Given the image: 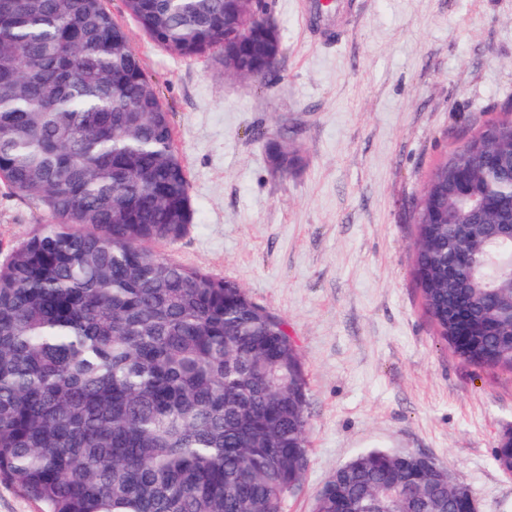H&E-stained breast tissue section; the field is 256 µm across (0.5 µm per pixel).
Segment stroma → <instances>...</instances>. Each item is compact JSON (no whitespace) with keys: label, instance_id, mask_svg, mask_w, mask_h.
Listing matches in <instances>:
<instances>
[{"label":"stroma","instance_id":"1","mask_svg":"<svg viewBox=\"0 0 512 512\" xmlns=\"http://www.w3.org/2000/svg\"><path fill=\"white\" fill-rule=\"evenodd\" d=\"M266 0L284 55L267 82L214 57L175 56L124 0H104L170 112L193 220L157 254L230 279L284 320L303 363L309 462L287 512H312L333 473L370 448L448 466L478 512H512L494 461L512 431V372L456 356L414 277L413 207L430 173L512 101V0ZM289 132L305 160L269 167ZM0 183V264L49 223ZM288 139H290L288 133L284 132L278 138L267 139L264 145L267 160L270 156H276L281 160L283 169L276 160L270 163L272 170L279 174L284 173L283 170L288 173L300 167L303 163V158L300 154L296 150L290 149Z\"/></svg>","mask_w":512,"mask_h":512}]
</instances>
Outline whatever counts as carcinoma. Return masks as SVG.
I'll list each match as a JSON object with an SVG mask.
<instances>
[{"instance_id": "obj_1", "label": "carcinoma", "mask_w": 512, "mask_h": 512, "mask_svg": "<svg viewBox=\"0 0 512 512\" xmlns=\"http://www.w3.org/2000/svg\"><path fill=\"white\" fill-rule=\"evenodd\" d=\"M184 58L217 50L227 78L266 80L265 0H125ZM265 156L303 163L288 133ZM0 181L53 223L0 265V479L42 512H284L308 467L304 369L285 323L237 283L160 257L192 221L171 115L103 0H0ZM453 182L481 195L457 211ZM414 208L425 310L473 364L512 370V116L448 154ZM455 272L448 280V268ZM494 459L512 466V436ZM441 463L372 448L313 512H467Z\"/></svg>"}]
</instances>
